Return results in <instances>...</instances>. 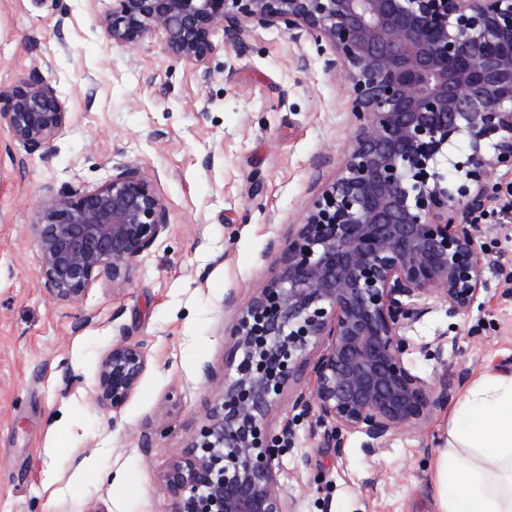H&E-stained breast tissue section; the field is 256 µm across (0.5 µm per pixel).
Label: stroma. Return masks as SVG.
Listing matches in <instances>:
<instances>
[{
	"label": "stroma",
	"instance_id": "35a3bbf8",
	"mask_svg": "<svg viewBox=\"0 0 512 512\" xmlns=\"http://www.w3.org/2000/svg\"><path fill=\"white\" fill-rule=\"evenodd\" d=\"M112 0H0V89L39 69L68 121L35 151L0 126V512H170L161 474L224 390L226 326L279 272L305 212L355 136L347 76L326 41L277 27L217 30L199 65L149 34L111 41ZM139 170L168 227L125 280L102 276L76 303L41 277L36 212L47 189L90 192L116 165ZM486 287L463 315L433 302L407 332L447 336L431 378L512 372V223L484 227ZM145 370L119 411L99 405V365L121 339ZM450 405L369 455L344 454L298 420L275 461L294 512H435L433 475Z\"/></svg>",
	"mask_w": 512,
	"mask_h": 512
}]
</instances>
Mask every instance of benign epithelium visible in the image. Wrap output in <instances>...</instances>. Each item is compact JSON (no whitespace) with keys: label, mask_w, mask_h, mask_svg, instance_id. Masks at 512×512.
<instances>
[{"label":"benign epithelium","mask_w":512,"mask_h":512,"mask_svg":"<svg viewBox=\"0 0 512 512\" xmlns=\"http://www.w3.org/2000/svg\"><path fill=\"white\" fill-rule=\"evenodd\" d=\"M99 23L118 43L160 30L166 50L192 63L219 27L282 25L296 39L326 40L330 63L348 75L356 135L344 164L289 238L278 276L236 318L226 356L234 376L162 474L172 512H287L274 470L280 435L268 425L285 389L327 447L340 455L345 436L359 433L374 454L426 424L464 379L417 374L405 356L439 359L448 339L418 346L406 331L430 300L464 314L484 287L474 218L512 173V0H113ZM0 121L37 150L67 112L33 70L0 91ZM460 140L469 152L455 161L448 151ZM115 170L92 192L47 190L37 210L42 277L59 301H79L101 274L125 278L168 226L149 181ZM145 365L143 344H113L98 403L120 409Z\"/></svg>","instance_id":"7a95c632"}]
</instances>
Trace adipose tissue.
Wrapping results in <instances>:
<instances>
[{
    "mask_svg": "<svg viewBox=\"0 0 512 512\" xmlns=\"http://www.w3.org/2000/svg\"><path fill=\"white\" fill-rule=\"evenodd\" d=\"M437 512H512V374L485 369L453 408L435 462Z\"/></svg>",
    "mask_w": 512,
    "mask_h": 512,
    "instance_id": "adipose-tissue-1",
    "label": "adipose tissue"
}]
</instances>
